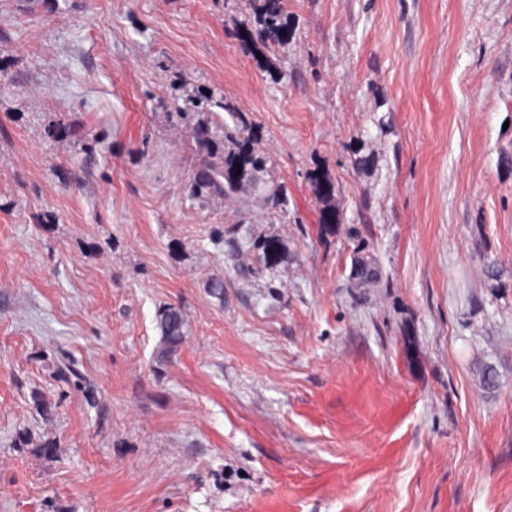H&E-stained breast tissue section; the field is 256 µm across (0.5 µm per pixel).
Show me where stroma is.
<instances>
[{"label":"stroma","mask_w":512,"mask_h":512,"mask_svg":"<svg viewBox=\"0 0 512 512\" xmlns=\"http://www.w3.org/2000/svg\"><path fill=\"white\" fill-rule=\"evenodd\" d=\"M258 7L0 0V512H512V0H284L266 45ZM203 91L288 190L260 276L183 191ZM365 250V246L360 242L354 249L352 280L355 281L356 286L375 283L382 277L380 267L369 259ZM160 342L155 350V361L159 365L172 362L186 341L190 319L185 311L174 305L165 307L157 320Z\"/></svg>","instance_id":"1"}]
</instances>
